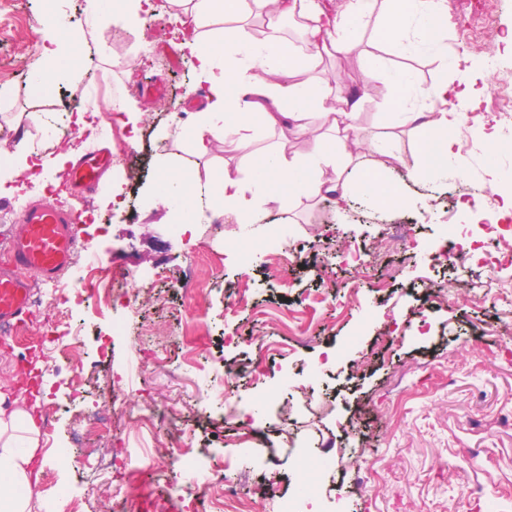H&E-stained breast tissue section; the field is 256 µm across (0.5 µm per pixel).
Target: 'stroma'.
I'll return each mask as SVG.
<instances>
[{
	"mask_svg": "<svg viewBox=\"0 0 512 512\" xmlns=\"http://www.w3.org/2000/svg\"><path fill=\"white\" fill-rule=\"evenodd\" d=\"M470 3L448 0L446 56L401 57L383 39L374 13L359 26L358 53L338 56L319 73L332 94L361 88L356 135L366 146L378 139L393 142L401 161L387 177L408 198L406 209L394 215L362 197L353 169L344 174L352 187L346 210L298 196L266 204L261 223H228L217 233L205 216L189 231H172L161 221L163 208L146 203L159 157L192 158L181 127L191 115L185 101L201 85L180 41L161 28H132L120 19L87 29L81 0H59L60 13L86 37L80 68L60 76L45 95L22 84L23 73L43 65L37 27L42 0H10L0 12V26L12 28L0 40V160L14 147L18 115L92 113L111 99L113 86L126 88L123 104L138 111L140 120L133 130L118 126V139L106 142L114 149L119 140L134 141L125 165L106 175L122 203L98 193L75 201L57 188L48 198L85 211L83 240L107 251L112 265L149 281L154 298L152 306L124 310L133 333L116 336L115 309L98 304L90 291L66 289L72 311L66 341L77 346L69 356L41 340L49 297L42 284L34 291L39 304L19 337L0 341V389L8 401L39 403L40 474L31 489L32 512H42L45 498L58 496L75 500L78 512H109L106 495H85L70 464L76 451L72 430L86 404L108 413L114 428L111 437L86 441L84 453L106 461L123 453L135 471L156 466L158 431L123 417L110 392L117 377L128 402L141 407L179 410L183 393H193V446L213 463L268 460V468L247 483L253 512H282L297 488L299 456L347 458L361 444L368 445L366 460L376 472L370 492L351 493L354 469L323 473L315 512H446L453 501L458 512H512V340L499 335L503 324L512 323V301L500 294L512 265H479L478 250L452 268L435 260L462 241L449 233V207L466 201L467 187L485 185L489 172H512V152L491 151L483 142L500 133V114L490 94H482L470 131L458 135L467 148L462 163H442L421 151V130L398 124L361 65L362 56L379 57L388 68L411 70L416 87L427 89L451 77L456 62L493 84L512 71V44L505 40L512 30V0H494L501 35L494 44L459 42ZM144 47L154 52L151 62L138 55ZM429 165L439 168L438 177H416V170ZM395 223L414 225L411 247L392 245ZM271 224L288 228L280 243L288 257L281 280L270 275L263 258L244 263L229 257L239 242L266 245ZM198 252L218 259L222 281L212 284L208 267L199 266L207 286L186 306L168 280L182 275ZM242 287L248 307L226 315V303ZM161 322L170 326L172 343L158 364L140 354L136 342L150 340ZM261 343L269 346L270 363L287 369V382L275 374L258 385L235 377L232 405L219 406L209 395L211 385L221 382L226 367L251 363ZM76 372L84 384L80 398L69 386ZM282 415L288 422L280 426ZM252 416L261 420L255 438L240 441L239 429ZM475 448L481 454L473 459ZM477 480L487 482L489 495L468 496Z\"/></svg>",
	"mask_w": 512,
	"mask_h": 512,
	"instance_id": "1",
	"label": "stroma"
}]
</instances>
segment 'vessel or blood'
<instances>
[{"instance_id":"vessel-or-blood-1","label":"vessel or blood","mask_w":512,"mask_h":512,"mask_svg":"<svg viewBox=\"0 0 512 512\" xmlns=\"http://www.w3.org/2000/svg\"><path fill=\"white\" fill-rule=\"evenodd\" d=\"M112 167L107 148L87 150L69 169L68 188L74 195L95 191ZM76 209L51 202L28 207L15 226L8 259L0 263V329L18 331L32 306L35 281L59 282L81 245Z\"/></svg>"}]
</instances>
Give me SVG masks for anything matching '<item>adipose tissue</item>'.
<instances>
[{"label":"adipose tissue","mask_w":512,"mask_h":512,"mask_svg":"<svg viewBox=\"0 0 512 512\" xmlns=\"http://www.w3.org/2000/svg\"><path fill=\"white\" fill-rule=\"evenodd\" d=\"M169 16L187 21L182 47L196 61L200 81L209 87L208 103L184 125L182 136L194 155L216 150L249 151L257 121L289 128L294 137L307 135L313 124L326 126L330 137L316 140L306 152L287 148L251 153L252 178L219 166L199 173L185 162L168 159L157 164L150 192L152 202L165 209L168 224H195L200 206L238 224L259 223L272 200L300 195H335L345 203L347 183L342 173L360 159L363 148L352 140L361 109L359 95L336 96L314 81L324 59L353 52L356 27L367 15L380 13L386 21L382 36L397 53L413 59L440 55L442 43L431 35L447 11L446 0H343L330 13L320 0H167ZM281 18L302 16L308 52L295 53L276 34L255 40L241 28L200 31L204 20L239 17L251 6ZM82 37L67 27L46 36L39 73L53 82L62 62L81 63ZM368 75L375 80L401 123L417 125L425 146L435 147L445 160L459 159L463 145L453 133L461 116L476 109L480 91L475 77L461 73L452 81L406 95L410 73L393 71L379 59H369ZM360 193L390 211L407 204L399 188L384 179L382 170L362 162ZM40 448V431L30 410L9 407L0 396V512H31L32 462Z\"/></svg>","instance_id":"obj_1"}]
</instances>
